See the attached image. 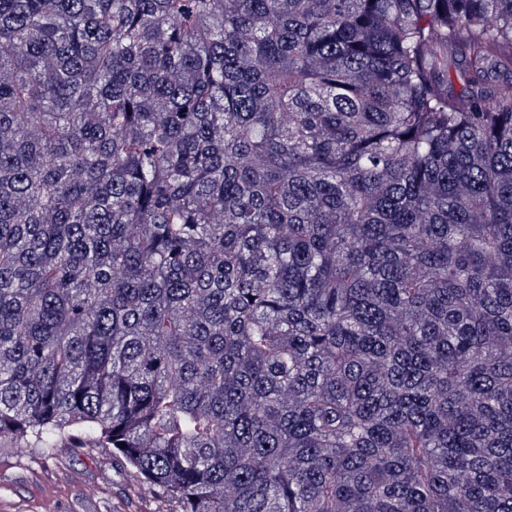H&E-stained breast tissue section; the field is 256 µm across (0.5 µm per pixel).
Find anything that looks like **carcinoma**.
I'll list each match as a JSON object with an SVG mask.
<instances>
[{"label":"carcinoma","instance_id":"carcinoma-1","mask_svg":"<svg viewBox=\"0 0 512 512\" xmlns=\"http://www.w3.org/2000/svg\"><path fill=\"white\" fill-rule=\"evenodd\" d=\"M1 437L512 512V0H0Z\"/></svg>","mask_w":512,"mask_h":512}]
</instances>
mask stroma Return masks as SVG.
I'll return each instance as SVG.
<instances>
[{
  "label": "stroma",
  "mask_w": 512,
  "mask_h": 512,
  "mask_svg": "<svg viewBox=\"0 0 512 512\" xmlns=\"http://www.w3.org/2000/svg\"><path fill=\"white\" fill-rule=\"evenodd\" d=\"M0 512H173L111 449L62 446L44 460L0 438Z\"/></svg>",
  "instance_id": "1"
}]
</instances>
